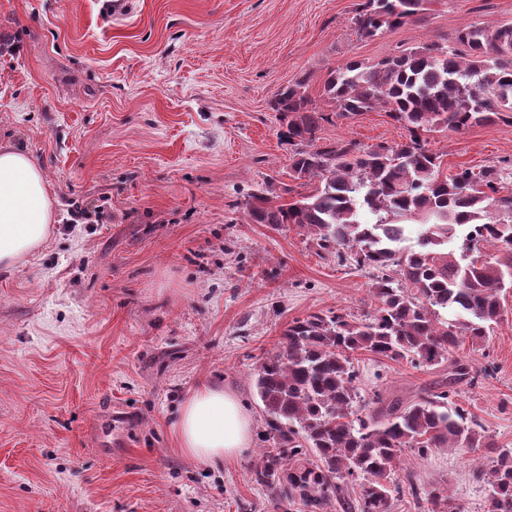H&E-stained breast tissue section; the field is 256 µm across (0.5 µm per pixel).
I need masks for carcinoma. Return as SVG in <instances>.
Instances as JSON below:
<instances>
[{"label": "carcinoma", "mask_w": 512, "mask_h": 512, "mask_svg": "<svg viewBox=\"0 0 512 512\" xmlns=\"http://www.w3.org/2000/svg\"><path fill=\"white\" fill-rule=\"evenodd\" d=\"M423 0H363L355 24L372 38L406 24ZM331 110L347 117L375 108L405 127L394 145L363 149L353 141L319 144L329 113L306 94V80L279 90L274 110L286 131L293 177L315 188L291 203L268 184L245 202L252 224H294L337 258L348 250L377 272L374 312L364 320L329 310L288 324L278 348L254 372L265 413L264 450L251 479L282 512H331L349 489L346 509L390 512L407 492L423 512H464L436 489L423 494L398 479L403 452L493 448L477 417L454 401L455 385L480 372L449 360L465 339L478 345L501 318L512 288V164L441 173V155L422 133L463 132L500 120L512 125V24L467 25L455 46L428 43L371 66L351 62L324 84ZM498 217H493L492 212ZM460 250L448 243L464 227ZM493 253L484 254L482 249ZM369 353L431 368L451 362L448 384L410 401L361 397L355 356ZM477 479L487 512H512V450Z\"/></svg>", "instance_id": "carcinoma-1"}]
</instances>
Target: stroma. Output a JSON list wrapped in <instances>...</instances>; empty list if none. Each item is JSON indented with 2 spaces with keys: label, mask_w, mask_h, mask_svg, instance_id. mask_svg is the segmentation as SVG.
I'll use <instances>...</instances> for the list:
<instances>
[{
  "label": "stroma",
  "mask_w": 512,
  "mask_h": 512,
  "mask_svg": "<svg viewBox=\"0 0 512 512\" xmlns=\"http://www.w3.org/2000/svg\"><path fill=\"white\" fill-rule=\"evenodd\" d=\"M360 0H0V144L43 168L57 222L0 271V512H277L251 480L264 443L253 372L288 324L375 305L374 270L321 252L294 225L248 223L261 184L307 193L272 108L308 77L371 65L469 24L512 23V0H427L373 38ZM324 141L367 148L407 130L373 110L325 124ZM443 171L512 161V126L426 133ZM479 345L487 375L461 387L497 446L512 450V289ZM360 393L435 389L446 368L359 357ZM224 385L256 439L212 470L183 456L171 423L201 382ZM494 452L405 454L403 475L484 512L474 477Z\"/></svg>",
  "instance_id": "1"
}]
</instances>
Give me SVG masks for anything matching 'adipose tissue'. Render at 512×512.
I'll return each mask as SVG.
<instances>
[{
    "instance_id": "1",
    "label": "adipose tissue",
    "mask_w": 512,
    "mask_h": 512,
    "mask_svg": "<svg viewBox=\"0 0 512 512\" xmlns=\"http://www.w3.org/2000/svg\"><path fill=\"white\" fill-rule=\"evenodd\" d=\"M54 204L42 167L22 149L0 145V270L44 245L55 222ZM172 435L185 457L213 468L253 445L250 415L233 393L212 383L188 395Z\"/></svg>"
}]
</instances>
